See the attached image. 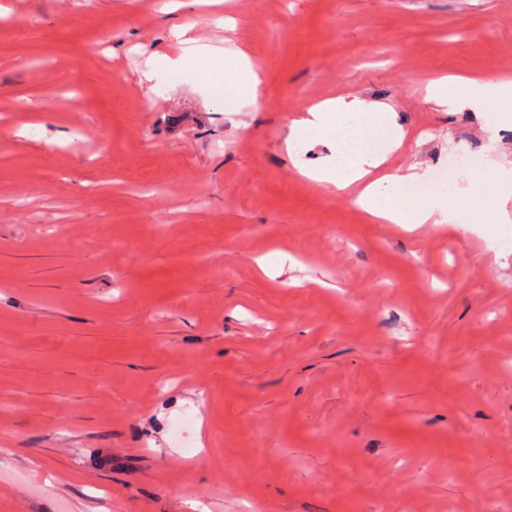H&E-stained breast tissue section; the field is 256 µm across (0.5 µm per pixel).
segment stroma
<instances>
[{"instance_id":"35a3bbf8","label":"stroma","mask_w":512,"mask_h":512,"mask_svg":"<svg viewBox=\"0 0 512 512\" xmlns=\"http://www.w3.org/2000/svg\"><path fill=\"white\" fill-rule=\"evenodd\" d=\"M183 24L258 103L140 83ZM444 75L512 79V0H0V512H512L493 187L376 223L285 146L350 95L394 107L390 170L512 162L495 110L425 102Z\"/></svg>"}]
</instances>
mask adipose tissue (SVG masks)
<instances>
[{"instance_id": "adipose-tissue-1", "label": "adipose tissue", "mask_w": 512, "mask_h": 512, "mask_svg": "<svg viewBox=\"0 0 512 512\" xmlns=\"http://www.w3.org/2000/svg\"><path fill=\"white\" fill-rule=\"evenodd\" d=\"M172 36L181 46L178 56L151 54L142 73L145 81H152L158 71L178 77L198 60H206L202 83L211 99L233 108L239 103L256 102L262 94L258 73L245 52L236 47H215L199 43L192 37L187 25L174 27ZM464 93H456L448 79L432 81L426 88V99L444 111L467 109L482 112L492 103L512 99V81L468 79ZM363 118L364 126L357 129V146L346 162L331 159L315 166H300L299 172L312 182L339 191L357 186V203L373 220L390 224H462L466 217L451 198L430 192L425 174L418 167H409L401 173H383L389 157L403 145L404 133L395 121L392 106L369 102L358 97L335 96L311 105L293 121L286 148L295 151L304 136L316 142L334 144L341 128L355 118ZM386 126L390 134L383 148L369 146L377 126Z\"/></svg>"}]
</instances>
